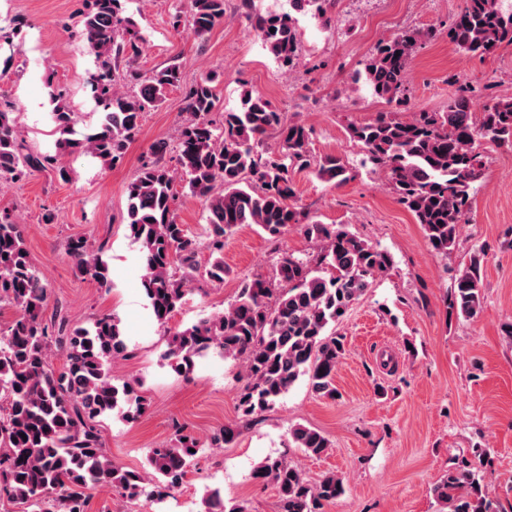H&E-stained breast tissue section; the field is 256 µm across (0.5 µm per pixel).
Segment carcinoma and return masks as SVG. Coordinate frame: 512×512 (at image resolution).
Returning <instances> with one entry per match:
<instances>
[{
	"mask_svg": "<svg viewBox=\"0 0 512 512\" xmlns=\"http://www.w3.org/2000/svg\"><path fill=\"white\" fill-rule=\"evenodd\" d=\"M335 2L288 0L292 10L309 12L326 25ZM119 5L120 0H91L78 22V36L93 58L87 83L99 109L97 122L78 128L63 94L50 85L53 151L25 152L13 107L0 108V189L47 169L65 180L64 159L75 155L89 156L104 168L114 166L139 134L145 112L181 88L187 118L177 130L176 166L162 163L166 146L160 145L126 189L127 225L140 250L142 285L157 323L169 324L197 270V240L175 213L178 179L206 212V239L215 256L207 276L214 281L229 274L224 241L246 225L275 240L296 227L320 242L312 258L280 255V287L245 279L227 308L169 331L162 358L173 361L185 378L199 359L218 357L240 365L239 421L210 439L221 448L273 408L302 376L320 396L336 398V366L346 353L336 325L394 261L347 228L320 224L297 206L292 170L309 169L319 180L340 185L350 179L349 167L333 157L312 162L310 130L300 122L284 123L262 95L243 91L239 105L216 120L215 73L184 88L175 64L146 73L119 72V59L142 52V38L121 27ZM243 6L252 31L275 60L294 66L301 42L291 14L262 13L254 0H243ZM189 14L191 34L201 38L224 21L225 0H189ZM431 36L430 30L412 28L380 41L357 80L378 98L404 102L406 72ZM448 40L467 55H495L512 46V7L505 0H461L448 24ZM128 75L137 81L133 94L120 86ZM487 90L460 84L440 110H421L406 121L380 112L350 126L351 138L364 153L363 164L385 172L397 201L414 215L438 254L456 247L486 176L483 143L512 151V97L490 96ZM482 97L481 111H472L473 100ZM271 132L278 134L279 146L263 155L258 148ZM68 252L80 274L111 287L102 246L78 238ZM484 257V251L474 252L453 277L448 309L458 319H471L481 308ZM47 301V284L29 260L21 225L9 211H0V303L16 310L0 330V498L20 512H88L92 491L108 485L128 500H161L164 491L183 484L201 442L180 427L169 443L150 449L149 470L115 466L101 442L100 419L117 411L132 422L147 409L134 385H117L110 375L112 363L126 351L119 323L106 315L67 332L64 324L45 319ZM55 346L62 351L59 366L54 364ZM288 435L309 457L330 448L321 431L305 425L291 427ZM253 478L273 484L278 512H321L345 492L343 479L335 474L311 482L297 465L281 458L262 462ZM434 492L437 500L451 505V512H496L481 470L470 463L448 470ZM201 503L202 512H246L240 504L226 506L219 487L206 488Z\"/></svg>",
	"mask_w": 512,
	"mask_h": 512,
	"instance_id": "carcinoma-1",
	"label": "carcinoma"
}]
</instances>
